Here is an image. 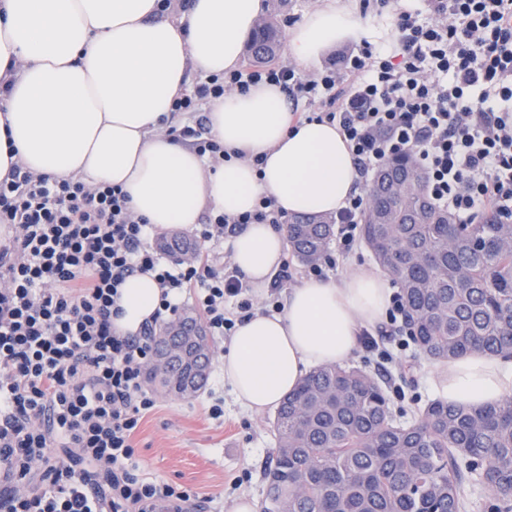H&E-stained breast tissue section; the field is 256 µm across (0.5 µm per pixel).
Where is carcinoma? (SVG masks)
Instances as JSON below:
<instances>
[{
    "mask_svg": "<svg viewBox=\"0 0 512 512\" xmlns=\"http://www.w3.org/2000/svg\"><path fill=\"white\" fill-rule=\"evenodd\" d=\"M277 15L260 17L248 57L276 56ZM410 156L372 176L360 234L402 295L404 325L423 358L445 364L471 349L512 360V223L493 213L458 224L433 206ZM332 219L297 216L288 244L304 265L326 255ZM187 397L177 366L160 379ZM260 512H512V399L453 406L437 398L401 420L380 380L321 366L282 401ZM488 492L473 501L474 483Z\"/></svg>",
    "mask_w": 512,
    "mask_h": 512,
    "instance_id": "carcinoma-1",
    "label": "carcinoma"
}]
</instances>
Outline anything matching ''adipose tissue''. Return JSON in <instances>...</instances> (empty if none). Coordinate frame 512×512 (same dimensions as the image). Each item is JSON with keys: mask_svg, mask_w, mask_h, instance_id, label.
I'll list each match as a JSON object with an SVG mask.
<instances>
[{"mask_svg": "<svg viewBox=\"0 0 512 512\" xmlns=\"http://www.w3.org/2000/svg\"><path fill=\"white\" fill-rule=\"evenodd\" d=\"M261 0H193L159 16L157 0H0V178L12 161L55 178L121 186L154 230L191 229L204 211H252L259 198L290 215H332L357 177L338 126L292 119L274 87L234 91L209 104V126L228 160L206 159L164 131L163 119L189 74L236 68ZM385 24L364 22L351 0H318L292 27L286 52L297 65L350 38L381 43ZM264 157L262 167L250 159ZM231 260L255 296H265L286 255V233L244 225ZM115 325L137 333L159 305L153 273L120 288ZM391 290L384 274L356 268L339 279L302 280L281 310L237 324L224 351L225 382L237 401L263 412L279 405L309 367L340 365L364 327L381 321ZM438 394L466 407L512 397V362L481 350L438 369Z\"/></svg>", "mask_w": 512, "mask_h": 512, "instance_id": "ef3b65f1", "label": "adipose tissue"}]
</instances>
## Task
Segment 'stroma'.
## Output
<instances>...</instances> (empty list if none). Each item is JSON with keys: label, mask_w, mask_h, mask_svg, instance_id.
Wrapping results in <instances>:
<instances>
[{"label": "stroma", "mask_w": 512, "mask_h": 512, "mask_svg": "<svg viewBox=\"0 0 512 512\" xmlns=\"http://www.w3.org/2000/svg\"><path fill=\"white\" fill-rule=\"evenodd\" d=\"M224 345V340H213L207 383L194 396L179 398L155 388L158 405L143 418L134 437L143 469L193 488L198 512H233L235 502L244 496L260 505L267 494L264 470L276 446L274 411L250 412L223 382ZM381 346L393 355V362L383 363L362 349L351 363L380 375L382 381L402 383L405 397L393 400L394 408L410 416L437 398V363L420 357L414 346L398 347L393 337L383 339ZM212 390L224 398V416L218 420L208 413Z\"/></svg>", "instance_id": "1"}]
</instances>
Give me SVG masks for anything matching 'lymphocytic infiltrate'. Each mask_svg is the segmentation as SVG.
Instances as JSON below:
<instances>
[{"label": "lymphocytic infiltrate", "instance_id": "1", "mask_svg": "<svg viewBox=\"0 0 512 512\" xmlns=\"http://www.w3.org/2000/svg\"><path fill=\"white\" fill-rule=\"evenodd\" d=\"M258 84L310 104L306 120L336 124L360 177L408 154L457 223L485 210L512 223V0H428L426 12L398 14L390 48L362 43L341 72L265 63L209 75L173 99L169 135L223 163L206 107ZM367 203L356 193L336 213V250L310 275L346 258ZM288 220L260 198L209 216L192 256L170 260L121 187L11 164L0 180V512H194L196 492L144 477L133 446L156 405V332L189 298L211 336L232 335L253 302L219 248L243 225ZM150 271L158 308L139 335L117 333L121 285Z\"/></svg>", "mask_w": 512, "mask_h": 512}]
</instances>
